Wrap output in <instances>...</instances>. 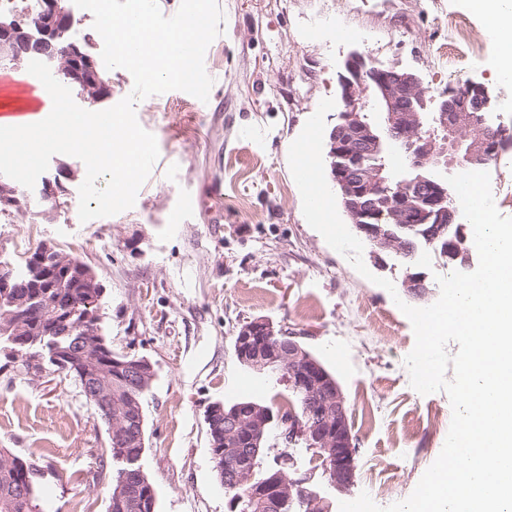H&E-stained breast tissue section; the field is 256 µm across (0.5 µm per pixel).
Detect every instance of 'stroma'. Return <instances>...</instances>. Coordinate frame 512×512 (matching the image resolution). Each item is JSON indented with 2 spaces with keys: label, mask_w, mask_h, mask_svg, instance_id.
I'll use <instances>...</instances> for the list:
<instances>
[{
  "label": "stroma",
  "mask_w": 512,
  "mask_h": 512,
  "mask_svg": "<svg viewBox=\"0 0 512 512\" xmlns=\"http://www.w3.org/2000/svg\"><path fill=\"white\" fill-rule=\"evenodd\" d=\"M224 20L204 67L207 101L173 90L138 100L140 125L159 157L132 208L81 222L84 163L57 154L49 165L74 171L64 205L31 203L0 212V258L12 261L49 243L98 275L103 325L113 349L149 359L155 377L143 402V467L156 512H230V495L211 458L206 412L216 402L255 400L284 408L287 379L241 365L234 341L254 318L302 335L341 386L355 446L347 490L315 470L304 444L284 447L270 429L260 470L293 457L291 476H308L324 512L374 490L386 507L406 500L441 452L445 433L427 413L449 407L445 392L419 394L404 360L415 337L409 319L374 277L401 285V265L364 264L359 274L305 220L289 148L320 101L337 95V75L354 49L419 71L441 90L468 80L491 93L512 128V83L495 71V43L462 0H219ZM458 21L480 54L450 50L440 18ZM263 130L255 143L245 128ZM374 406L365 429L361 398ZM0 448L42 468L49 512H108L112 459L107 426L80 387L47 370L17 374L0 352Z\"/></svg>",
  "instance_id": "stroma-1"
}]
</instances>
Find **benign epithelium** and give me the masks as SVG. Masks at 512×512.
Instances as JSON below:
<instances>
[{"instance_id":"benign-epithelium-1","label":"benign epithelium","mask_w":512,"mask_h":512,"mask_svg":"<svg viewBox=\"0 0 512 512\" xmlns=\"http://www.w3.org/2000/svg\"><path fill=\"white\" fill-rule=\"evenodd\" d=\"M72 17L59 0H40L35 12L24 10L9 23H0V66L18 64L32 53L41 57L63 83L75 84L94 104L106 94L94 58L81 46L65 38ZM341 107L328 136L327 160L331 180L338 191L352 230L367 243L373 257H395L406 267L405 292L421 299L432 294V282L424 272L411 268L419 249L444 243L440 256L448 263L466 269L471 262L468 226L461 221L455 206V193L445 177L459 170L485 165L508 147L506 129L495 122V106L488 89L469 80L438 93L423 84L417 70L385 65L361 52H352L338 74ZM391 143L402 152L403 172H390L385 146ZM377 161L365 166V160ZM73 178L67 165L56 168L40 191L42 206L53 211L61 208L67 193L65 181ZM27 195L17 186L0 179V207L23 208ZM38 263L29 268L30 287L40 288L52 279V271H76L80 289L78 300L61 311L42 306L36 295L24 294L10 285V277L0 278V327L20 336L28 324L40 325L47 335L69 338L66 347L53 351L54 364L66 357L85 366L82 389L96 403L108 426L111 443L116 447L144 443L143 419L134 411L112 416V375L119 376L126 397L134 398L154 376L147 359L139 362L112 359L106 366L98 362L105 341L95 329L102 289L98 276L87 264L54 246L40 245ZM239 363L265 371L285 370L288 386L304 398L312 399L303 416L295 413L283 420L282 438L287 445L304 439L322 462L324 476L339 488H347L353 478L354 444L346 400L337 380L298 340L286 336L274 324L262 318L242 325L235 343ZM271 409L254 404L245 419L238 408L225 411L223 404H212L207 423L212 426L211 455L220 481L230 489L245 484L243 495L230 501L231 509L248 512L255 502L267 512H280L285 496L292 490H306L308 478L291 479L282 469L266 479L253 482L250 459L261 448ZM230 434H243L251 442L248 460L233 470L224 469V459L238 455V449L224 444L222 425ZM20 461L11 455L0 460V494L6 500L26 498L24 485L12 481ZM142 469L130 463L125 472V490L117 496L120 509L138 510Z\"/></svg>"}]
</instances>
